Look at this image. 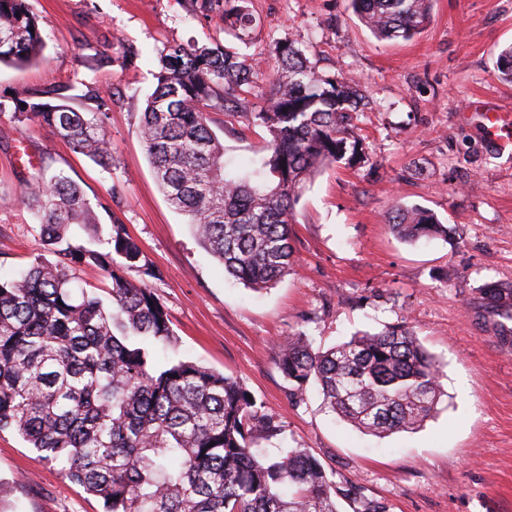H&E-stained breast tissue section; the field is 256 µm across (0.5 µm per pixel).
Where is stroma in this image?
I'll return each mask as SVG.
<instances>
[{
    "instance_id": "1",
    "label": "stroma",
    "mask_w": 512,
    "mask_h": 512,
    "mask_svg": "<svg viewBox=\"0 0 512 512\" xmlns=\"http://www.w3.org/2000/svg\"><path fill=\"white\" fill-rule=\"evenodd\" d=\"M44 30L42 58L0 65V280L49 260L22 198L36 162L75 181L101 224L119 220L142 251L145 282L167 310L177 352L237 377L283 423L268 449L307 448L390 512H512V345L473 322L469 304L489 280L512 283V147L498 148L483 112H512V81L496 67L512 44V0H432L431 19L408 41L376 38L349 0H250L245 52L271 74V46L289 38L320 67L359 77L370 100L358 134L364 163L326 166L292 223L294 264L252 290L227 275L159 190L140 120L157 53L189 38L233 42L193 0H28ZM70 84L112 94L111 171L73 152L50 129L15 117L17 92ZM223 113L211 127L228 155L250 158L260 127L236 133ZM421 207L456 228L451 240L408 243L390 230L395 206ZM406 323L440 363L443 394L412 431L364 433L327 409L316 388L291 395L275 363L296 333L328 348ZM0 512H102L100 500L0 432Z\"/></svg>"
}]
</instances>
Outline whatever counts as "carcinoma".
Segmentation results:
<instances>
[{
    "label": "carcinoma",
    "instance_id": "obj_1",
    "mask_svg": "<svg viewBox=\"0 0 512 512\" xmlns=\"http://www.w3.org/2000/svg\"><path fill=\"white\" fill-rule=\"evenodd\" d=\"M432 0H351L379 39H411L430 19ZM247 43L253 19L245 0H201ZM45 41L28 0H0V63L36 61ZM276 66L263 105L243 112L259 72L233 46L192 39L164 46L141 137L159 187L186 218L199 244L253 289L288 275L290 224L305 185L324 166L362 157L354 121L362 84L321 72L298 43L274 44ZM70 86L37 89L13 101V113L52 130L104 169L112 167L107 122L112 96L90 89L95 107H75ZM228 123L246 116L268 138L245 162L225 157L210 114ZM23 203L37 219L53 262L35 261L0 282V431L11 429L41 460L103 503V512H389L307 448L269 456L258 441L284 433L234 376L177 357L168 312L129 272L142 252L124 225L99 230L80 186L42 176ZM392 232L407 242L448 238L433 213L397 208ZM88 236L73 238V227ZM98 270L107 299L79 277ZM512 284L479 288L480 325L512 342ZM276 364L300 397L311 382L331 412L364 431L414 429L435 409L441 370L406 323L315 350L295 334L278 344Z\"/></svg>",
    "mask_w": 512,
    "mask_h": 512
}]
</instances>
